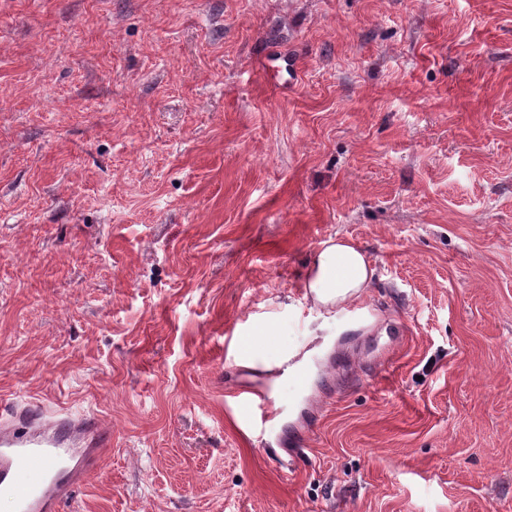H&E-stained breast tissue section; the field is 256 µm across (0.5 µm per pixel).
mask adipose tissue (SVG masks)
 <instances>
[{
    "instance_id": "1",
    "label": "adipose tissue",
    "mask_w": 512,
    "mask_h": 512,
    "mask_svg": "<svg viewBox=\"0 0 512 512\" xmlns=\"http://www.w3.org/2000/svg\"><path fill=\"white\" fill-rule=\"evenodd\" d=\"M375 276L362 250L336 239L317 250L307 273L306 297L316 307H347L367 294Z\"/></svg>"
}]
</instances>
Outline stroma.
<instances>
[{
  "label": "stroma",
  "mask_w": 512,
  "mask_h": 512,
  "mask_svg": "<svg viewBox=\"0 0 512 512\" xmlns=\"http://www.w3.org/2000/svg\"><path fill=\"white\" fill-rule=\"evenodd\" d=\"M0 397L111 431L64 512H512V0H0ZM374 276L362 250L344 239L330 240L315 253L305 295L314 307H348L368 293ZM228 396L234 400L246 422L253 427L260 426L262 431L277 415L274 401L261 391L246 388Z\"/></svg>",
  "instance_id": "1"
}]
</instances>
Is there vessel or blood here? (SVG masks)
<instances>
[{
  "instance_id": "b4317fda",
  "label": "vessel or blood",
  "mask_w": 512,
  "mask_h": 512,
  "mask_svg": "<svg viewBox=\"0 0 512 512\" xmlns=\"http://www.w3.org/2000/svg\"><path fill=\"white\" fill-rule=\"evenodd\" d=\"M232 398L247 423L267 427L274 401L243 389ZM109 431L92 415L74 417L36 404L0 406V506L6 512H62L102 465Z\"/></svg>"
}]
</instances>
